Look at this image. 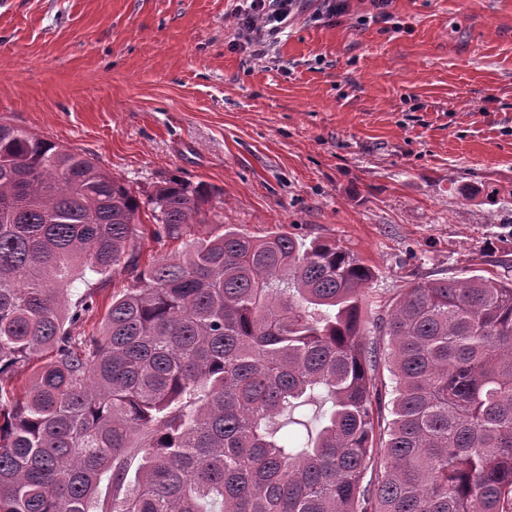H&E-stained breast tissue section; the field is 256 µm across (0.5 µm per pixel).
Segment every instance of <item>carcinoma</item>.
Wrapping results in <instances>:
<instances>
[{
  "instance_id": "carcinoma-1",
  "label": "carcinoma",
  "mask_w": 512,
  "mask_h": 512,
  "mask_svg": "<svg viewBox=\"0 0 512 512\" xmlns=\"http://www.w3.org/2000/svg\"><path fill=\"white\" fill-rule=\"evenodd\" d=\"M205 200L164 182L150 234L180 238ZM140 209L93 159L0 123V512H91L108 471L102 512H512V280L416 281L369 330L376 271L354 251L226 227L141 268ZM120 265L136 285L98 334H72ZM370 334L394 381L380 439ZM321 398L316 434L277 437ZM52 353L48 350L37 353L29 364L16 373L9 382L8 389L15 396H21L33 380L34 373L51 359Z\"/></svg>"
}]
</instances>
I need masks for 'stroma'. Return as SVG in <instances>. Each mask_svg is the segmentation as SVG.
I'll return each mask as SVG.
<instances>
[{
    "label": "stroma",
    "mask_w": 512,
    "mask_h": 512,
    "mask_svg": "<svg viewBox=\"0 0 512 512\" xmlns=\"http://www.w3.org/2000/svg\"><path fill=\"white\" fill-rule=\"evenodd\" d=\"M306 0L267 56L239 47L241 0H0V122L95 159L148 205L209 190L178 256L225 225L336 242L376 271L372 310L415 281L512 279V0H392L387 24ZM119 270L81 329L99 330Z\"/></svg>",
    "instance_id": "35a3bbf8"
}]
</instances>
